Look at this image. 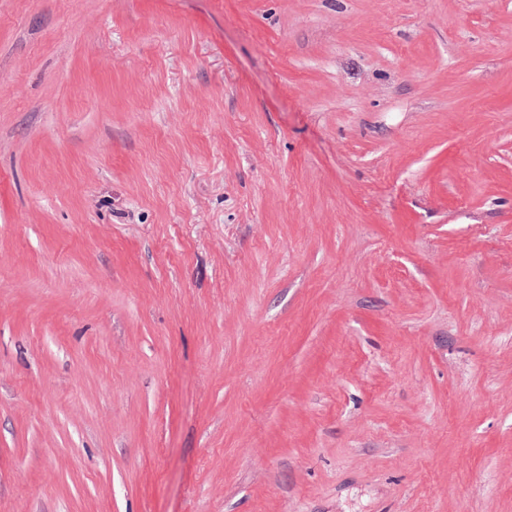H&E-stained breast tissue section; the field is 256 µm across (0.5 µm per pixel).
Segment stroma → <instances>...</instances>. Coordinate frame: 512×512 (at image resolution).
Returning <instances> with one entry per match:
<instances>
[{
  "label": "stroma",
  "instance_id": "obj_1",
  "mask_svg": "<svg viewBox=\"0 0 512 512\" xmlns=\"http://www.w3.org/2000/svg\"><path fill=\"white\" fill-rule=\"evenodd\" d=\"M0 512H512V0H0Z\"/></svg>",
  "mask_w": 512,
  "mask_h": 512
}]
</instances>
